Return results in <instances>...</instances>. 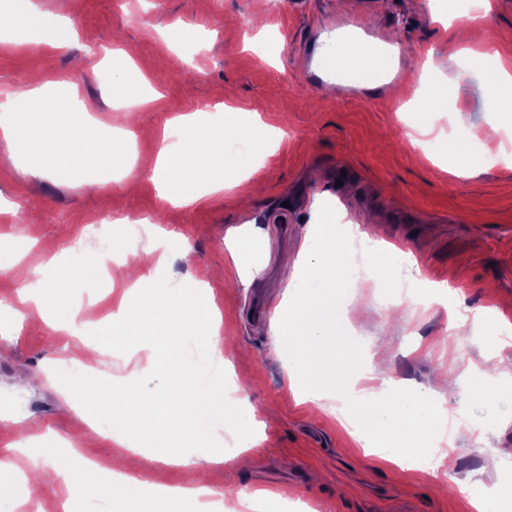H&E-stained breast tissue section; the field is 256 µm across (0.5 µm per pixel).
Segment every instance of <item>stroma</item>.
I'll list each match as a JSON object with an SVG mask.
<instances>
[{"mask_svg": "<svg viewBox=\"0 0 512 512\" xmlns=\"http://www.w3.org/2000/svg\"><path fill=\"white\" fill-rule=\"evenodd\" d=\"M45 19L66 12L81 35L79 46L53 50L0 40V92H22L34 82L66 80L78 88V107L99 131H108L114 110L106 83V52L125 51L146 63L159 98L135 111L126 127L135 135V164L129 174L95 168L80 175L36 178L27 158L0 143V244L12 246L39 278L54 284L74 250L90 254L147 245L146 224L176 232L161 268L180 282L205 269L220 270L209 282L223 315L222 336L233 371L245 375L244 390L254 410L257 443L243 449L232 428L213 432L223 457L210 466L208 486L227 495L224 473L239 456L250 468L238 485L265 491L266 512H283L279 492L288 490L298 508L311 512H474L467 488L492 484L512 447V392L490 386L485 405L471 393L475 373L496 375L512 366V343L497 349L480 343L477 312L512 330V167L495 164L470 177L449 175L446 162L427 159L407 138L412 119L428 114V140L443 157L455 138L480 149L494 115L481 73L468 71L456 56V24L446 20L443 0H31ZM355 21L381 37L379 47L403 80L392 86L365 84L359 95L309 80L310 57L338 24ZM473 26L488 48L512 59V0H489ZM183 25L198 40L167 44L162 35ZM423 77L422 96L445 80L455 88L447 106L410 104L405 84ZM217 102L250 108L282 130L279 148L255 168L250 184L262 191L248 206L238 190L208 195L187 206L160 198L151 162L174 115L206 111ZM361 225L370 239L412 252L421 278L447 282L448 300L396 305L406 270L381 279L353 281L352 297L368 295L370 320L352 333L364 360L386 359L390 379L428 394L448 410L454 433L447 472L403 469L368 454L328 413L298 403L275 353L270 322L283 298L287 274L283 254L300 255L309 225L333 217ZM261 228L256 258L261 271L243 286L224 246L243 225ZM123 279L81 269L68 290L79 309L77 323L108 322ZM16 273L0 269V462L31 434L75 442L88 457L117 454L98 440L78 416L83 383L58 379L51 371L66 358L76 335L54 324L39 331L17 326L12 311H25ZM469 317L457 328L455 317ZM36 373L41 384L23 392L17 377ZM128 471L169 486L189 487L194 465L157 464Z\"/></svg>", "mask_w": 512, "mask_h": 512, "instance_id": "1", "label": "stroma"}]
</instances>
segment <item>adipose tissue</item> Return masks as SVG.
Wrapping results in <instances>:
<instances>
[{
	"mask_svg": "<svg viewBox=\"0 0 512 512\" xmlns=\"http://www.w3.org/2000/svg\"><path fill=\"white\" fill-rule=\"evenodd\" d=\"M19 39L66 49L77 46L80 33L70 18L41 21L32 9L18 8ZM465 60L484 73L486 99L499 122L484 133L485 143L495 142L502 128L512 127V67L499 53L480 51L481 39L470 36ZM112 95L122 108L143 107L155 99L144 84L140 67L121 61L112 69ZM53 90L58 106L42 102ZM77 88L70 83L38 85L0 103V138L9 149L21 150L30 159L35 175L73 174L81 162L104 161L121 170L128 164L131 132L118 129L103 138L89 129L84 113L73 109ZM225 119L197 112L173 119L176 143L162 145L153 174L159 195L175 205L197 201L198 187L218 193L238 186L249 168L270 152L279 138L258 111L225 106ZM304 258L293 263L285 303L271 324L277 354L287 372L289 388L298 402L335 415L339 423L360 439L362 447L383 449L386 462L410 467L433 455L442 414L435 401L419 390L378 392L374 370L358 365L360 347L348 336L351 309L346 286L351 280L344 235L329 224L307 235ZM20 256L0 247V265L18 267L19 297L28 302L23 317L30 327L48 319L71 325L73 306L62 281L72 267H102L101 258L79 254L63 268L59 284L39 286ZM129 284L109 325H85L77 346L56 365L60 376L81 378L86 372L85 351L99 348L103 337L123 335L129 341L128 359L154 365L155 339L165 340L170 363L189 366V375L175 387L141 408L140 397L127 389L99 393L97 385L83 394L81 417L105 441L140 456L146 466L182 465L188 459L207 464L219 462L208 435V425L223 417L224 399L215 388L214 375L223 372L225 358L220 317L215 311L206 280L192 278L175 285L158 277L148 261L130 262ZM56 481L78 487L83 512H112L114 503L127 512H238L248 495L239 491L226 503L200 502L205 482L195 489L160 485L130 475L116 458L69 461L56 470ZM54 483L36 486L31 478L0 468V512H18L35 491L51 494Z\"/></svg>",
	"mask_w": 512,
	"mask_h": 512,
	"instance_id": "ef3b65f1",
	"label": "adipose tissue"
}]
</instances>
